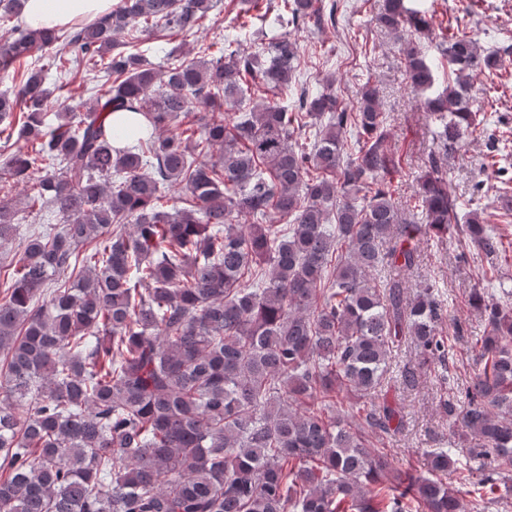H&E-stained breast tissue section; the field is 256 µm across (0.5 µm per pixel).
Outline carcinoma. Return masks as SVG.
Listing matches in <instances>:
<instances>
[{"label": "carcinoma", "instance_id": "cac0c4a2", "mask_svg": "<svg viewBox=\"0 0 512 512\" xmlns=\"http://www.w3.org/2000/svg\"><path fill=\"white\" fill-rule=\"evenodd\" d=\"M22 7L0 0V72L60 44L113 85L54 127L44 66L0 94L4 148L24 141L0 182L23 186L47 224L0 282V512H463V494L488 512L485 495L512 481V301L471 291L477 371L443 403L452 436L426 450L427 474L394 467L373 437L403 426L383 394L403 338L419 358L405 385L432 366L454 385L439 290L425 280L408 300L405 275L424 239L453 229L442 161L476 132L469 75L498 70L499 51L459 28L444 40L455 81L425 101L437 152L406 218L376 88L351 104L303 88L290 107L221 112L249 78L288 93L299 48L286 29L336 25L334 0H268L285 33L253 52L212 42L165 70L134 43L193 30L213 0H117L67 32L11 24ZM377 21L429 29L405 0H384ZM403 52L413 90L430 88L425 54ZM15 216L1 198L0 242ZM464 232L502 251L478 214ZM383 267L395 275L380 285Z\"/></svg>", "mask_w": 512, "mask_h": 512}]
</instances>
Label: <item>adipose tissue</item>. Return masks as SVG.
<instances>
[{"instance_id":"obj_1","label":"adipose tissue","mask_w":512,"mask_h":512,"mask_svg":"<svg viewBox=\"0 0 512 512\" xmlns=\"http://www.w3.org/2000/svg\"><path fill=\"white\" fill-rule=\"evenodd\" d=\"M113 0H24L22 17L31 28H68L111 10Z\"/></svg>"}]
</instances>
